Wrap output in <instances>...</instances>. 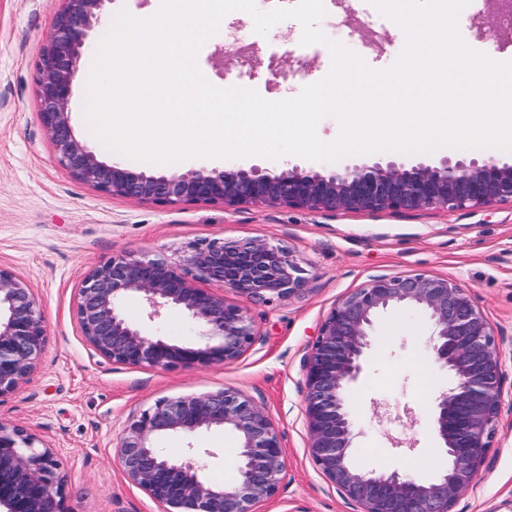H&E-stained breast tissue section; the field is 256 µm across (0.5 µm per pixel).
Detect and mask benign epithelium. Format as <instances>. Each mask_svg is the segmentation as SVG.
<instances>
[{
    "label": "benign epithelium",
    "mask_w": 512,
    "mask_h": 512,
    "mask_svg": "<svg viewBox=\"0 0 512 512\" xmlns=\"http://www.w3.org/2000/svg\"><path fill=\"white\" fill-rule=\"evenodd\" d=\"M108 0H62L54 33L35 68L42 125L57 161L99 192L143 203H222L226 208L280 206L314 213L376 214L480 210L512 204V161L444 156L403 162L379 157L320 173L297 167L148 174L108 164L76 138L69 103L82 49ZM209 287L202 288L199 283ZM272 305L305 292L303 268L285 247L259 239H213L193 245L177 263L119 253L89 270L77 289L76 316L85 340L103 358L126 366L207 367L241 358L255 343L245 307ZM138 294L149 317L173 306L197 322L202 341L175 344L129 323L120 302ZM431 323L425 349L452 377L433 407L436 435L448 461L421 480L398 470L354 462V393L371 347L376 318L395 307ZM45 351L39 305L26 282L0 267V395L15 390ZM304 412L310 457L360 512H452L474 486L491 448L501 408V352L483 311L456 281L426 273L377 276L340 298L321 323L305 358ZM221 427L237 440V480L224 485L199 475L196 451L167 457L158 441ZM0 423V512H64L65 479L54 449ZM126 479L163 512H257L278 490L285 470L279 431L252 400L232 389L163 398L131 416L116 444Z\"/></svg>",
    "instance_id": "benign-epithelium-1"
}]
</instances>
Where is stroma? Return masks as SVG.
<instances>
[{
	"label": "stroma",
	"instance_id": "obj_1",
	"mask_svg": "<svg viewBox=\"0 0 512 512\" xmlns=\"http://www.w3.org/2000/svg\"><path fill=\"white\" fill-rule=\"evenodd\" d=\"M161 0H107L101 23L82 51L70 103L75 134L103 161L116 156L92 134L84 113L91 65L120 10L152 12ZM60 0H0V267L31 288L41 311L46 348L34 370L12 392L0 395V422L33 434L54 448L66 479V512H161L158 503L123 476L115 445L125 421L161 398L232 388L260 406L278 429L285 459L276 495L259 512H358L321 475L308 453L304 416V358L333 304L381 275L427 273L455 280L494 327L502 357L503 401L491 449L472 489L452 512H497L512 500V204L484 210L321 215L302 209L220 203L159 206L105 195L72 179L56 160L37 106L34 63L52 32ZM319 29L376 70L390 68L406 35L370 0H324ZM459 33L468 47L512 61V31L489 14L487 0L462 10ZM220 35L201 47L197 63L216 87H241L262 98L297 96L325 78L332 65L326 45L301 44L302 29L281 21L267 35L252 16L228 13ZM149 174L186 173L258 165L327 172L329 161L295 155L192 158L175 164L125 159ZM216 238H256L286 247L305 271L302 296L253 305L257 336L252 349L229 364L207 368L128 367L100 355L82 336L76 318L77 288L85 273L113 254L180 261L190 247ZM144 334L196 340L199 326L162 308L148 318L134 296L121 306ZM431 325L397 308L376 323L364 372L356 388L362 435L356 459L366 469L409 471L430 478L446 464L435 437L432 405L448 376L424 349ZM415 443L398 451L393 441ZM193 444L201 475L236 479V440L221 429L192 441H163L177 458Z\"/></svg>",
	"mask_w": 512,
	"mask_h": 512
}]
</instances>
